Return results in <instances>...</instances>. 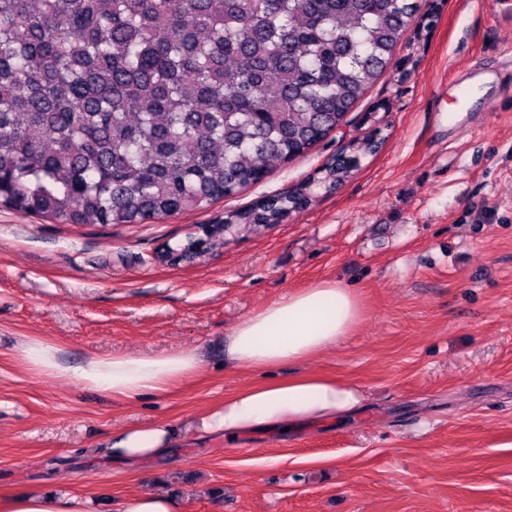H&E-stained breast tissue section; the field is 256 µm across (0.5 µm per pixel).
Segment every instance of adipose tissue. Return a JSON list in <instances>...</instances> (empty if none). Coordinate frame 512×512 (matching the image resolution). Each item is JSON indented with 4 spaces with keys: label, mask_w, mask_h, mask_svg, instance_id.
<instances>
[{
    "label": "adipose tissue",
    "mask_w": 512,
    "mask_h": 512,
    "mask_svg": "<svg viewBox=\"0 0 512 512\" xmlns=\"http://www.w3.org/2000/svg\"><path fill=\"white\" fill-rule=\"evenodd\" d=\"M361 315L359 300L350 288L321 281L288 293L238 324L228 337L226 356L258 369L302 363L345 339ZM18 352L36 373L73 377L86 387L127 400L166 393L189 378L200 363L197 350L183 349L156 355H93L72 368L61 361L55 345L32 337L20 342ZM360 402L358 391L347 383L294 376L225 398L196 426L204 434H220L232 442L259 429L348 415L358 411ZM172 438L171 428L162 424L128 428L113 435L108 454L125 464L153 462L168 453ZM89 505V498L81 494L0 495V512H89Z\"/></svg>",
    "instance_id": "ef3b65f1"
}]
</instances>
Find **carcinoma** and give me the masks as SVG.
<instances>
[{
	"mask_svg": "<svg viewBox=\"0 0 512 512\" xmlns=\"http://www.w3.org/2000/svg\"><path fill=\"white\" fill-rule=\"evenodd\" d=\"M424 0H0V205L60 224L203 210L308 154L383 71ZM322 168L331 189L378 151ZM311 183L210 228L279 224ZM169 250L204 252L195 237Z\"/></svg>",
	"mask_w": 512,
	"mask_h": 512,
	"instance_id": "cac0c4a2",
	"label": "carcinoma"
}]
</instances>
